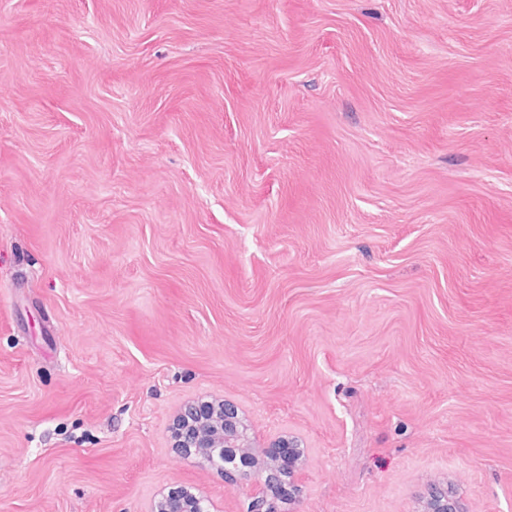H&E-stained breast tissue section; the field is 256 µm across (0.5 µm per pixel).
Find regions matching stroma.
I'll return each mask as SVG.
<instances>
[{"instance_id":"stroma-1","label":"stroma","mask_w":512,"mask_h":512,"mask_svg":"<svg viewBox=\"0 0 512 512\" xmlns=\"http://www.w3.org/2000/svg\"><path fill=\"white\" fill-rule=\"evenodd\" d=\"M512 512V0H0V512ZM174 446L183 456L201 455L225 477L239 476L250 484L254 512H279L273 489L288 474L289 486L302 478L303 449L288 437L280 438L270 449V463L242 470L251 458V448L235 405L223 400L212 410L203 403H188L179 414L174 431ZM288 454V473L278 464ZM213 504L204 496L192 493L188 487L175 485L170 487L154 503L151 512H214ZM423 512H468L457 493L449 486L431 487Z\"/></svg>"}]
</instances>
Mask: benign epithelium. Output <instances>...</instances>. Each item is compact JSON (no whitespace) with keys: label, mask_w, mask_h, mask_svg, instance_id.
Returning a JSON list of instances; mask_svg holds the SVG:
<instances>
[{"label":"benign epithelium","mask_w":512,"mask_h":512,"mask_svg":"<svg viewBox=\"0 0 512 512\" xmlns=\"http://www.w3.org/2000/svg\"><path fill=\"white\" fill-rule=\"evenodd\" d=\"M174 446L183 456L201 455L226 477L239 476L250 484L253 512H279L273 489L288 477L293 486L302 478L303 449L288 437L270 449V461L251 470L244 469L251 452L235 405L221 401L211 410L201 403H188L179 414ZM151 512H214L207 498L183 485L168 489L154 503ZM423 512H468L449 486L431 487Z\"/></svg>","instance_id":"obj_1"}]
</instances>
